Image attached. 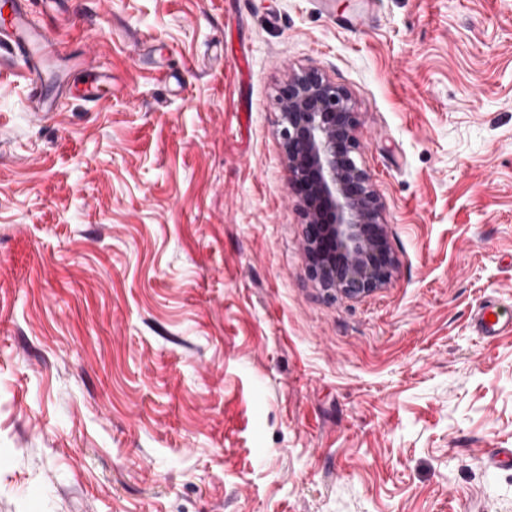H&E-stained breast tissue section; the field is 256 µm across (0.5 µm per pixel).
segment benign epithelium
<instances>
[{
    "label": "benign epithelium",
    "mask_w": 512,
    "mask_h": 512,
    "mask_svg": "<svg viewBox=\"0 0 512 512\" xmlns=\"http://www.w3.org/2000/svg\"><path fill=\"white\" fill-rule=\"evenodd\" d=\"M280 136L301 203L310 276L327 293L360 298L390 277L395 257L382 203L358 163V113L349 93L317 71L278 93Z\"/></svg>",
    "instance_id": "1"
}]
</instances>
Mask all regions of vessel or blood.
I'll return each instance as SVG.
<instances>
[{"label": "vessel or blood", "instance_id": "1", "mask_svg": "<svg viewBox=\"0 0 512 512\" xmlns=\"http://www.w3.org/2000/svg\"><path fill=\"white\" fill-rule=\"evenodd\" d=\"M29 5V0H0V47L21 57L32 80L41 85L53 76L51 61L59 47L49 26L32 21ZM114 91L111 76L97 71L85 82L82 96L85 101L95 102L103 93ZM474 326L483 336L492 338L511 333L512 318L490 303L477 312Z\"/></svg>", "mask_w": 512, "mask_h": 512}]
</instances>
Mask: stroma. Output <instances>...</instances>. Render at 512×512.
Returning a JSON list of instances; mask_svg holds the SVG:
<instances>
[{
  "label": "stroma",
  "mask_w": 512,
  "mask_h": 512,
  "mask_svg": "<svg viewBox=\"0 0 512 512\" xmlns=\"http://www.w3.org/2000/svg\"><path fill=\"white\" fill-rule=\"evenodd\" d=\"M320 1L31 0L128 86L41 118L0 47V512H512V0ZM309 70L396 259L360 299L307 271ZM489 316H492L494 321H490ZM474 326L483 336L492 338L505 333H511L512 318H509L500 311L495 303L490 302L477 312Z\"/></svg>",
  "instance_id": "1"
}]
</instances>
